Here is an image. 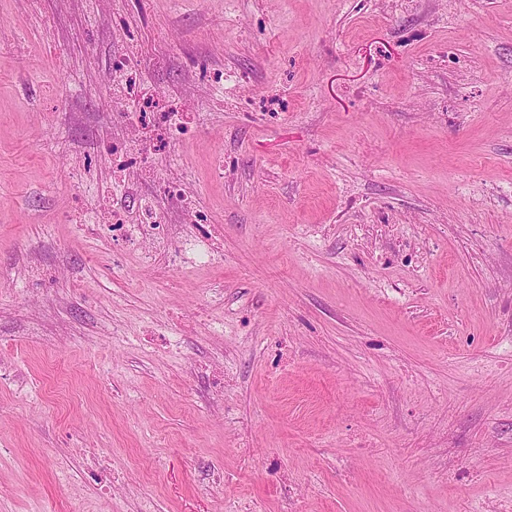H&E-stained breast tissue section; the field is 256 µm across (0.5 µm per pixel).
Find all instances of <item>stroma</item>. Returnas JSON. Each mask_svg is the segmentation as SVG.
<instances>
[{
  "label": "stroma",
  "instance_id": "obj_1",
  "mask_svg": "<svg viewBox=\"0 0 512 512\" xmlns=\"http://www.w3.org/2000/svg\"><path fill=\"white\" fill-rule=\"evenodd\" d=\"M169 181L213 264L84 230ZM499 504L512 0H0V512ZM187 112H163L156 123L171 137H182L191 130ZM156 125V126H157Z\"/></svg>",
  "mask_w": 512,
  "mask_h": 512
}]
</instances>
